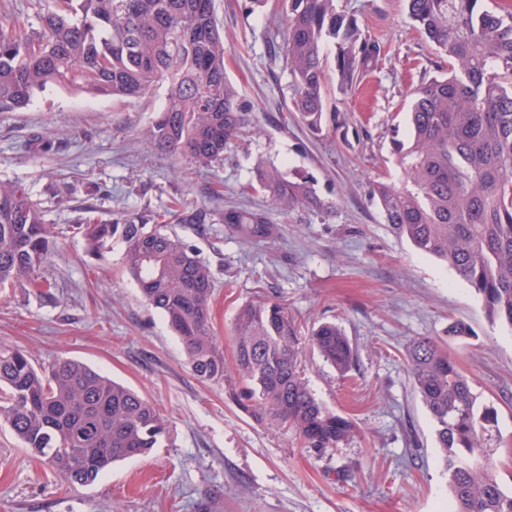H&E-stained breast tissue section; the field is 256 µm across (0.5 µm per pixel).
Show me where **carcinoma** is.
<instances>
[{"label": "carcinoma", "instance_id": "carcinoma-1", "mask_svg": "<svg viewBox=\"0 0 512 512\" xmlns=\"http://www.w3.org/2000/svg\"><path fill=\"white\" fill-rule=\"evenodd\" d=\"M405 2L412 24L448 58V75L413 91L408 136L393 142L402 183L374 184L372 200L394 234L448 262L489 317L512 326V12L482 8L481 0ZM37 19L31 31L17 20L0 23V112L55 87L131 98L165 83V108L147 133L160 149L207 168L252 132L224 73L227 47L214 0H44ZM287 31L293 107L317 129L327 109L326 68L346 92L375 68L381 46L339 0H288ZM329 41L331 58L322 54ZM257 173L281 207L309 201L306 183L263 163ZM174 213L186 224L207 219L202 207ZM224 223L266 230L256 212L231 210ZM75 230L95 257L114 240L124 244L127 274L177 333L197 378L238 380L254 416L291 429L309 448L327 451L351 438V421L315 397L302 367L310 347L338 372L352 368L356 349L338 325L322 323L306 338L281 303H247L235 316L229 366L209 333L213 276L196 248L166 224L83 222ZM55 246L26 188L0 182V290L35 279ZM408 362L437 423L452 512H512V491L484 454L491 411L479 408L469 380L437 341L415 340ZM0 426L81 486L117 461L147 455L166 432L150 400L86 364L61 357L44 367L2 343Z\"/></svg>", "mask_w": 512, "mask_h": 512}]
</instances>
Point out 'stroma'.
<instances>
[{
  "instance_id": "35a3bbf8",
  "label": "stroma",
  "mask_w": 512,
  "mask_h": 512,
  "mask_svg": "<svg viewBox=\"0 0 512 512\" xmlns=\"http://www.w3.org/2000/svg\"><path fill=\"white\" fill-rule=\"evenodd\" d=\"M340 3L384 51L354 93L329 95L315 131L294 111L291 77L273 52L283 0H215L224 71L256 132L207 169L146 139L166 104L163 85L124 99L54 88L0 112V181L26 187L57 241L41 286L0 292V342L43 365L79 360L144 395L168 423L148 455L75 487L0 429V512H450L436 424L406 359L420 337L443 344L480 405L495 410L486 451L512 488V328L488 316L449 264L396 236L371 200L376 182L399 180L392 141L407 133L411 89L448 61L410 24L404 0ZM260 159L308 182L312 200L277 209L258 184ZM179 200L209 214L173 229L213 273L210 330L225 362L236 312L250 301H280L305 329L342 328L356 349L352 370L310 351L303 366L316 398L353 423L348 442L306 447L245 410L239 386L198 380L125 273L122 243L99 260L72 231L86 219H153ZM230 209L263 213L265 233L225 223ZM456 320L472 336L449 339Z\"/></svg>"
}]
</instances>
